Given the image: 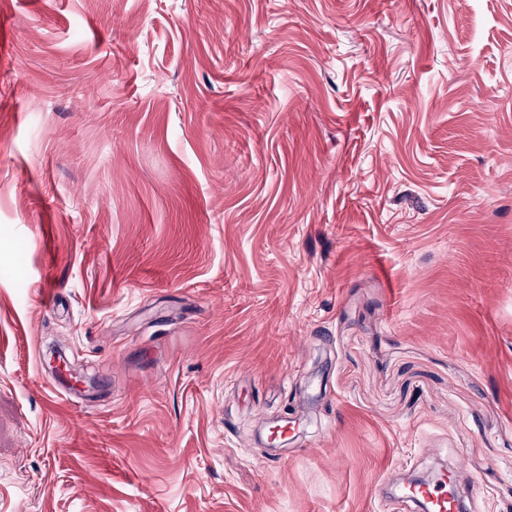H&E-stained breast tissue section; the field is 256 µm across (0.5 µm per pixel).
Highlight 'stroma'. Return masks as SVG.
I'll return each mask as SVG.
<instances>
[{"label": "stroma", "instance_id": "obj_1", "mask_svg": "<svg viewBox=\"0 0 512 512\" xmlns=\"http://www.w3.org/2000/svg\"><path fill=\"white\" fill-rule=\"evenodd\" d=\"M443 470L512 512V0H0V512Z\"/></svg>", "mask_w": 512, "mask_h": 512}]
</instances>
